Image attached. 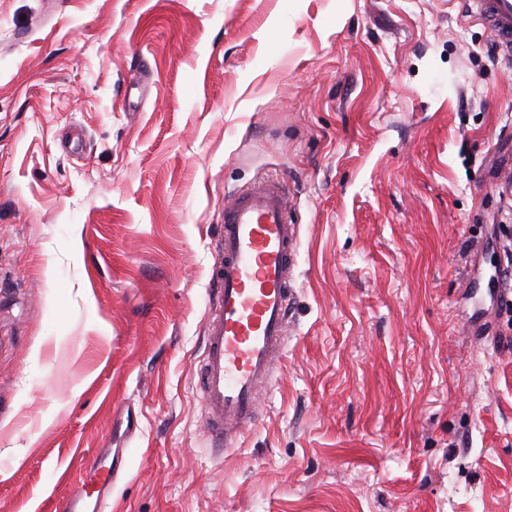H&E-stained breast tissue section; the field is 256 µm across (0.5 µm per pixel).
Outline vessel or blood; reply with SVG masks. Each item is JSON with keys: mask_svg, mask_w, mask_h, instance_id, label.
<instances>
[{"mask_svg": "<svg viewBox=\"0 0 512 512\" xmlns=\"http://www.w3.org/2000/svg\"><path fill=\"white\" fill-rule=\"evenodd\" d=\"M462 12L482 23L512 57V0H459ZM292 196L283 180L261 177L225 205L212 270L214 301L205 326L200 366L207 433L234 447L257 416L288 339L291 282L299 227L289 218ZM109 479L95 489L72 485L65 512H109L112 476L122 460L100 449Z\"/></svg>", "mask_w": 512, "mask_h": 512, "instance_id": "obj_1", "label": "vessel or blood"}]
</instances>
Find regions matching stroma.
Wrapping results in <instances>:
<instances>
[{
    "label": "stroma",
    "mask_w": 512,
    "mask_h": 512,
    "mask_svg": "<svg viewBox=\"0 0 512 512\" xmlns=\"http://www.w3.org/2000/svg\"><path fill=\"white\" fill-rule=\"evenodd\" d=\"M455 0H0V512H512V60ZM287 180L288 341L212 447L225 204ZM122 457L112 458L108 466L110 477L99 480L94 490H89L88 486L74 484L67 497L65 498V512H87L85 509L92 508V512H109L112 483L121 470Z\"/></svg>",
    "instance_id": "1"
}]
</instances>
